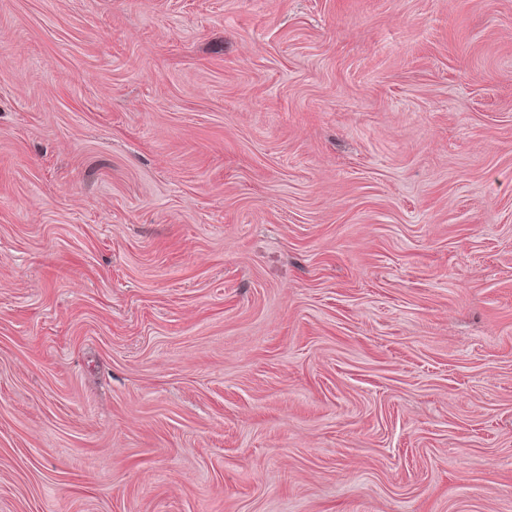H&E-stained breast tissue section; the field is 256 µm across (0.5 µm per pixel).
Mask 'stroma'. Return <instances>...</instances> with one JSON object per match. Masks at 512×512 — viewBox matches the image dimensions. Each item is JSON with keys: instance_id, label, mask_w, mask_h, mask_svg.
<instances>
[{"instance_id": "obj_1", "label": "stroma", "mask_w": 512, "mask_h": 512, "mask_svg": "<svg viewBox=\"0 0 512 512\" xmlns=\"http://www.w3.org/2000/svg\"><path fill=\"white\" fill-rule=\"evenodd\" d=\"M0 512H512V0H0Z\"/></svg>"}]
</instances>
